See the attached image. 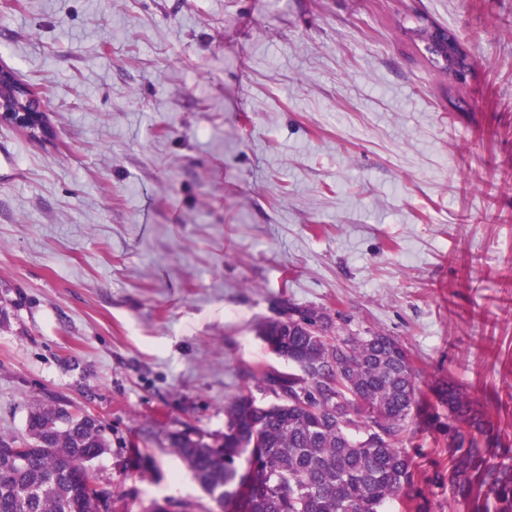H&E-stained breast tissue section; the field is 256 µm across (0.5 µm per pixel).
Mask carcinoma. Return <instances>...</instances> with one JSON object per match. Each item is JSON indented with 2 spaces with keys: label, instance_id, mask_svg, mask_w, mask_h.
I'll return each mask as SVG.
<instances>
[{
  "label": "carcinoma",
  "instance_id": "carcinoma-1",
  "mask_svg": "<svg viewBox=\"0 0 512 512\" xmlns=\"http://www.w3.org/2000/svg\"><path fill=\"white\" fill-rule=\"evenodd\" d=\"M330 316L282 303L259 326L267 350L292 366L258 371L269 403L241 395L224 432L172 436L171 447L226 512H386L410 497L415 463L404 443L417 417L440 432L448 485L471 512H512V466L492 461L484 405L454 382L421 398L407 347L392 336H334ZM108 448L101 421L37 404L25 434L0 435V512H96L89 466Z\"/></svg>",
  "mask_w": 512,
  "mask_h": 512
}]
</instances>
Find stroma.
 I'll return each mask as SVG.
<instances>
[{
    "mask_svg": "<svg viewBox=\"0 0 512 512\" xmlns=\"http://www.w3.org/2000/svg\"><path fill=\"white\" fill-rule=\"evenodd\" d=\"M0 65L52 129L0 123V433L58 400L105 424L117 512H221L169 436L268 401L290 301L394 336L512 444V0H0Z\"/></svg>",
    "mask_w": 512,
    "mask_h": 512,
    "instance_id": "obj_1",
    "label": "stroma"
}]
</instances>
